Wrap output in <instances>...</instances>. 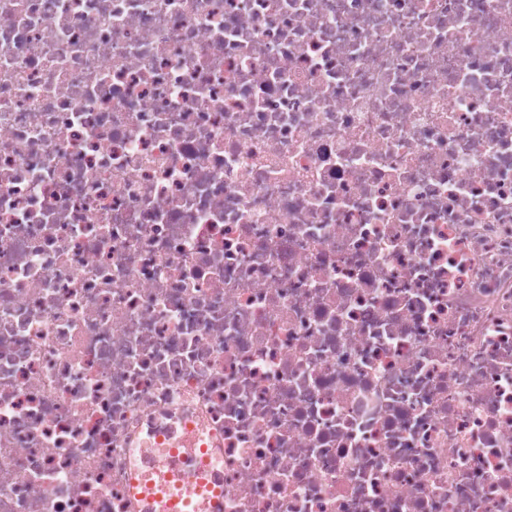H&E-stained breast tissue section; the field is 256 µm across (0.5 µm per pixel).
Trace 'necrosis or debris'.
<instances>
[{
  "instance_id": "1",
  "label": "necrosis or debris",
  "mask_w": 512,
  "mask_h": 512,
  "mask_svg": "<svg viewBox=\"0 0 512 512\" xmlns=\"http://www.w3.org/2000/svg\"><path fill=\"white\" fill-rule=\"evenodd\" d=\"M512 512V0H0V512Z\"/></svg>"
}]
</instances>
